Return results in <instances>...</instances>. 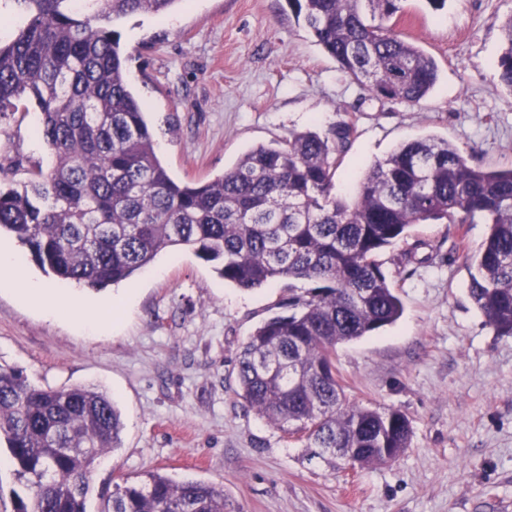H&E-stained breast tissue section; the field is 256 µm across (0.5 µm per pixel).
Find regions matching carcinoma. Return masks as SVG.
Returning <instances> with one entry per match:
<instances>
[{
    "instance_id": "obj_1",
    "label": "carcinoma",
    "mask_w": 512,
    "mask_h": 512,
    "mask_svg": "<svg viewBox=\"0 0 512 512\" xmlns=\"http://www.w3.org/2000/svg\"><path fill=\"white\" fill-rule=\"evenodd\" d=\"M27 14L0 42V123L28 103L41 111L47 170L0 166V233L46 272L101 290L183 245L224 281L255 289L288 281V313L264 320L242 347L237 391L268 423L316 455L361 468L408 447L407 417L356 404L336 373V346L402 313L378 260L414 224L489 225L470 266L469 295L486 323L512 335V167L471 166L445 139L407 141L375 161L353 197L333 193L355 127L292 132L243 154L223 174L178 183L159 158L110 24L164 15L183 0H15ZM340 71L376 98L418 105L438 80L435 60L388 22L402 0H291ZM500 82L512 91V16ZM311 288L296 292L293 281ZM123 423L95 387L41 388L0 366V443L20 489L0 512H86L94 462L121 444ZM101 512H224V489L150 472L124 480Z\"/></svg>"
}]
</instances>
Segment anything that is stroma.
<instances>
[{"instance_id":"obj_1","label":"stroma","mask_w":512,"mask_h":512,"mask_svg":"<svg viewBox=\"0 0 512 512\" xmlns=\"http://www.w3.org/2000/svg\"><path fill=\"white\" fill-rule=\"evenodd\" d=\"M511 16L512 0H447L437 12L405 0L394 30L439 70L417 105L351 83L288 0H184L112 28L176 180H209L254 147L351 120L335 175L345 198L374 160L421 137L448 140L477 167L512 166V92L498 70ZM40 122L30 103L0 124V165H50L47 148L33 146ZM487 234L484 224L412 227L413 261L408 242L379 256L402 316L336 347L350 398L410 422L408 448L388 464L312 456L247 407L235 393L238 353L288 289H239L187 247L104 290L79 287L80 298L123 302L97 334L68 315L45 318L0 273V365L43 387L103 389L120 411L122 445L96 461L88 512L120 478L146 471L223 487L227 512H512V335L486 324L453 249Z\"/></svg>"}]
</instances>
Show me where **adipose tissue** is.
<instances>
[{
	"instance_id": "obj_1",
	"label": "adipose tissue",
	"mask_w": 512,
	"mask_h": 512,
	"mask_svg": "<svg viewBox=\"0 0 512 512\" xmlns=\"http://www.w3.org/2000/svg\"><path fill=\"white\" fill-rule=\"evenodd\" d=\"M0 270L12 272L15 281L22 285L21 299L37 308L47 318L71 315L91 331L96 330L105 318L106 310L103 303L66 296L27 278L16 253L10 247L0 245Z\"/></svg>"
}]
</instances>
